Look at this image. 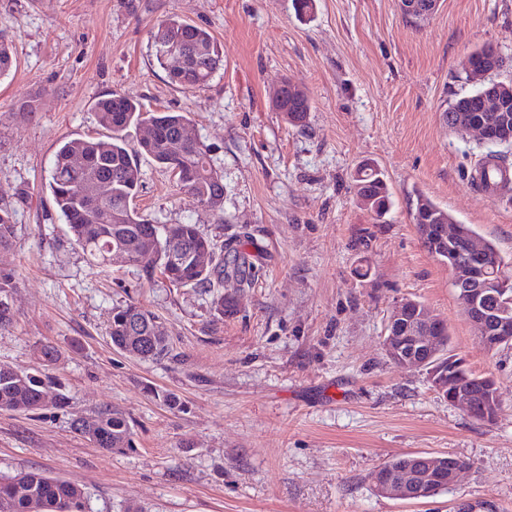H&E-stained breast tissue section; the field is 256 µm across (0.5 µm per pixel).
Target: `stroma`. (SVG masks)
Here are the masks:
<instances>
[{
    "label": "stroma",
    "instance_id": "1",
    "mask_svg": "<svg viewBox=\"0 0 512 512\" xmlns=\"http://www.w3.org/2000/svg\"><path fill=\"white\" fill-rule=\"evenodd\" d=\"M171 16L222 48L203 88H177L154 59L151 33ZM1 40L16 65L0 77V206L15 216L13 244L0 250V271L14 275L0 364L52 377L68 403L0 410V475L69 480L91 512H512V350L479 341L411 217L428 196L512 264V201L478 192L484 150L443 119L472 89L463 64L476 47L496 46L511 62L501 77L512 78V0H440L422 21L399 0H314L307 17L292 0H0ZM285 79L311 100L304 125L271 105ZM112 92L191 114L223 176L221 214L144 155L134 204L219 245L251 233L261 248L251 285L176 288L140 264L93 266L73 244L47 172L60 141L103 136L95 104ZM364 164L385 175L384 218L351 188ZM404 298L447 324L472 371L494 377L493 424L448 403L426 369L388 359L387 318ZM129 303L164 323V359L113 348L109 318ZM104 407L132 419L134 449L108 452L74 430ZM410 453L467 468L426 499L379 495L370 473Z\"/></svg>",
    "mask_w": 512,
    "mask_h": 512
}]
</instances>
